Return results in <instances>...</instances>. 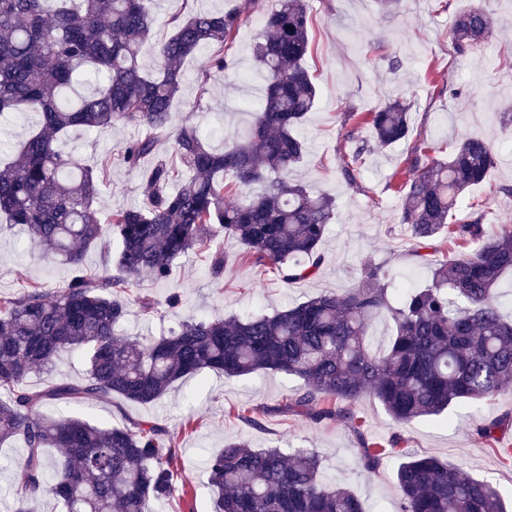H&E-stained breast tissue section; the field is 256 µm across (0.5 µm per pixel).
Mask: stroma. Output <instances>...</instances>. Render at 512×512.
<instances>
[{"label":"stroma","mask_w":512,"mask_h":512,"mask_svg":"<svg viewBox=\"0 0 512 512\" xmlns=\"http://www.w3.org/2000/svg\"><path fill=\"white\" fill-rule=\"evenodd\" d=\"M311 20V54L307 67L319 95L313 112L302 127L311 152L293 172V179L316 194L336 200V216L321 245L323 262L310 279L285 283L269 271H261L240 256L239 247L215 237L212 250L226 254L221 275L211 272L208 261L195 253L181 257L168 280L142 276L131 291L135 299L121 330L133 337L161 336L168 327L188 318H228L246 314H270L307 300L324 291L341 292L360 278L363 261L384 269L411 274L415 284L428 282L409 245V231L400 224L401 195L386 186L398 170L406 145L372 148L348 184L340 168V152L346 112H365L388 97L403 92L413 105L414 135L429 146L456 141L474 133L492 140L498 159L487 180L473 188L486 203L494 223L512 226V136L501 133L500 112L512 105V0H401L397 10H383L377 0H308ZM478 7L497 20L494 33L476 51L460 55L451 42L457 11ZM261 31L258 20L244 24L230 56L236 74H213L207 87L198 76L206 65V53L185 60L184 81L174 104L173 122L185 117L194 122L215 149L242 134L250 115L244 101L258 102L260 81L255 73L252 47ZM143 132L129 119L93 137L76 134L62 140L67 152L87 165L109 160L108 185L100 200L110 213L141 205L145 183L140 171L124 162L120 149ZM71 270L48 264L21 227L0 232V299L19 294L31 283L52 291L63 286ZM178 291L181 303L167 309L163 301ZM159 302L157 313L143 314L142 300ZM299 378L284 373H261L227 379L209 372L174 384L168 394L152 404L119 398L80 403L51 402L47 413H64L93 422L122 427L145 420L167 428L179 449L177 494L151 512H184L193 499L197 512H212L218 496L203 471L204 452L223 449L230 439L253 448L306 445L324 459L327 480L348 488L366 512H397L396 471L400 456L385 458L377 470H365L360 461L358 438L340 421L321 424L282 413V406L300 387ZM264 406L257 424L243 422L241 411ZM365 422L368 440L390 443L420 455L432 454L467 474L492 482L506 501H512V461L502 451L512 448V391L476 405L461 415L429 417L405 425L392 422L383 407L371 398L355 407ZM493 419L506 425L495 442L478 437L477 429ZM22 440L0 446V512H12L13 493L22 482Z\"/></svg>","instance_id":"1"}]
</instances>
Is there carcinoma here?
I'll return each mask as SVG.
<instances>
[{
  "label": "carcinoma",
  "instance_id": "obj_1",
  "mask_svg": "<svg viewBox=\"0 0 512 512\" xmlns=\"http://www.w3.org/2000/svg\"><path fill=\"white\" fill-rule=\"evenodd\" d=\"M259 0H231L219 11L185 9L169 19L156 42L159 60L144 70L141 54L155 18L147 0H0V119L28 113L39 127L0 166V222L22 225L51 263L73 275L49 292L38 284L0 299V443L20 437L24 479L13 512L53 497L67 512H149L170 497L178 448L156 423L124 427L92 424L43 412L50 401L110 399L150 404L177 381L215 371L226 378L284 372L303 387L285 405L314 423L341 420L360 441L361 461L376 469L396 452L369 442L354 406L378 400L397 425L466 408L512 389V311L498 292L512 273V228L487 223L483 202L466 193L497 162L490 141L466 135L431 159L420 142L398 172L401 223L423 260L446 233L467 248L453 261L430 262L423 286L396 288V278L366 260L357 284L325 293L272 315L190 318L158 339L117 334L129 306L124 294L143 275L170 277L175 261L206 253L216 236L237 242L243 255L284 282L311 278L319 246L335 216V199L288 180L308 153L299 128L318 98L305 60L310 48L305 0H279L264 16L253 46L263 88L247 132L224 149L204 146L198 127L171 125L181 89V65L207 51L204 87L212 73L234 71L230 49ZM494 18L464 8L455 15L452 44L468 53L492 35ZM412 104L403 93L368 113L365 125L380 148L409 140ZM135 118L145 133L126 144L131 168L173 139L176 162L157 161L146 177L143 206L101 214L104 177L58 148L73 131L104 133ZM368 142L342 155L349 184ZM190 172L179 177V168ZM115 244L103 274L84 269L87 250L105 230ZM388 311L395 324L389 346L368 341L372 320ZM63 351L81 353L87 375L33 388L24 380L48 371ZM396 482L399 512H508L501 492L435 456L401 451ZM218 491L214 512H364L347 488L322 477L313 448L252 449L231 440L204 458Z\"/></svg>",
  "mask_w": 512,
  "mask_h": 512
}]
</instances>
